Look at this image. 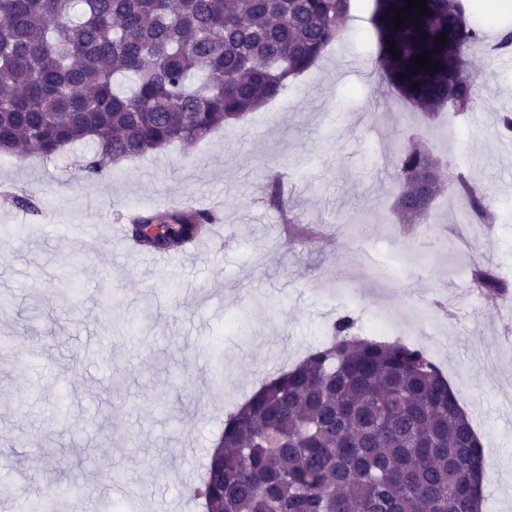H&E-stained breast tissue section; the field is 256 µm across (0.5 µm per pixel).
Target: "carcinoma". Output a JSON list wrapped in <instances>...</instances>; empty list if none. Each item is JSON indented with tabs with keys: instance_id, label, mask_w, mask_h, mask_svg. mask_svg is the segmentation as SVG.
Masks as SVG:
<instances>
[{
	"instance_id": "carcinoma-1",
	"label": "carcinoma",
	"mask_w": 512,
	"mask_h": 512,
	"mask_svg": "<svg viewBox=\"0 0 512 512\" xmlns=\"http://www.w3.org/2000/svg\"><path fill=\"white\" fill-rule=\"evenodd\" d=\"M355 0H0V153L50 157L89 139L79 168L195 143L278 98L340 36ZM406 0H373L379 62L408 105L439 117L475 111L478 79L464 66L478 41L469 0H426L430 14L394 17ZM446 41L438 42L436 38ZM395 43L393 58L388 47ZM428 50L433 68L409 70ZM439 160L410 142L395 163L405 222L440 191ZM471 224L495 212L448 164ZM210 214L140 215L131 237L166 252L202 235ZM471 285L507 284L477 267ZM346 316L332 340L266 382L229 415L221 451L197 495L204 512H477L483 452L448 379L425 350L359 339Z\"/></svg>"
}]
</instances>
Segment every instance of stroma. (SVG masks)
<instances>
[{
    "label": "stroma",
    "mask_w": 512,
    "mask_h": 512,
    "mask_svg": "<svg viewBox=\"0 0 512 512\" xmlns=\"http://www.w3.org/2000/svg\"><path fill=\"white\" fill-rule=\"evenodd\" d=\"M480 40L465 62L482 121L461 146L496 223L462 224L443 193L400 223L393 163L409 137L448 159L442 126L413 112L376 70L371 13L280 98L190 145L173 144L87 182L95 145L0 167V512H200L199 469L224 421L261 384L329 342L334 322L381 316L393 340L427 351L458 393L486 458L483 512H512V291L491 306L454 269L491 268L512 287V141L498 101L512 63L488 52L512 6L471 0ZM294 181L289 207L324 241L284 239L272 167ZM222 206L219 246L153 268L78 229L130 207ZM461 248L425 250L426 238Z\"/></svg>",
    "instance_id": "1"
}]
</instances>
